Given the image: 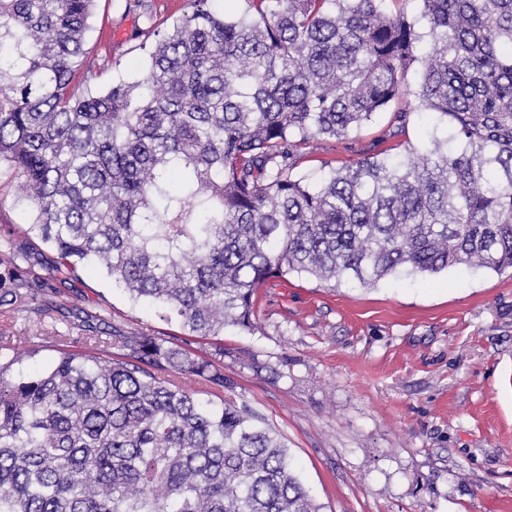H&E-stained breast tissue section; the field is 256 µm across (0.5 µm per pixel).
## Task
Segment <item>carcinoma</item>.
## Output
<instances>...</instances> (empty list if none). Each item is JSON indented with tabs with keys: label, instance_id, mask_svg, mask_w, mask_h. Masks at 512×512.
Instances as JSON below:
<instances>
[{
	"label": "carcinoma",
	"instance_id": "obj_1",
	"mask_svg": "<svg viewBox=\"0 0 512 512\" xmlns=\"http://www.w3.org/2000/svg\"><path fill=\"white\" fill-rule=\"evenodd\" d=\"M94 2L0 0V166L52 269H103L206 339L252 330L271 277L512 268V0H420L417 19L385 0H191L140 78L100 92L73 85ZM416 63L394 125L427 111L449 135L296 172ZM52 342L26 376L31 350L0 332V512H322L281 436L224 400V347Z\"/></svg>",
	"mask_w": 512,
	"mask_h": 512
}]
</instances>
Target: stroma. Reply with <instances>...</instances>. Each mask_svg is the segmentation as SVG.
<instances>
[{"instance_id":"35a3bbf8","label":"stroma","mask_w":512,"mask_h":512,"mask_svg":"<svg viewBox=\"0 0 512 512\" xmlns=\"http://www.w3.org/2000/svg\"><path fill=\"white\" fill-rule=\"evenodd\" d=\"M188 0H95L85 49L91 88L128 79ZM392 111L349 138L329 139L299 164L319 177L390 143L426 140L435 114L412 113L396 140ZM30 214L10 172L0 173V244L30 245ZM59 305L0 306V331L29 337L22 370L43 371L45 335L176 338L213 345L134 303L103 274L62 276ZM226 400L262 416L286 442L323 512H512V268L454 267L394 276L370 287H328L294 274L260 288L255 328L224 331Z\"/></svg>"}]
</instances>
